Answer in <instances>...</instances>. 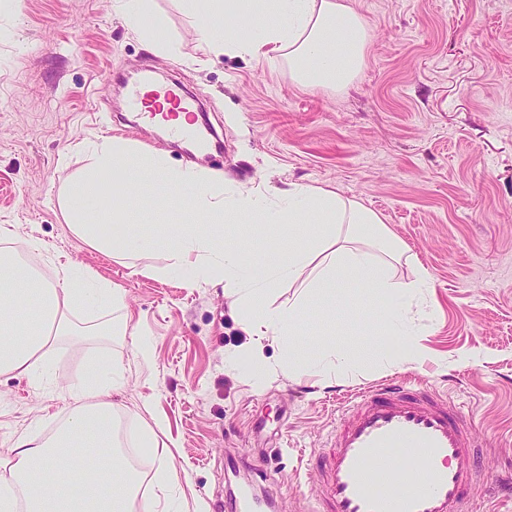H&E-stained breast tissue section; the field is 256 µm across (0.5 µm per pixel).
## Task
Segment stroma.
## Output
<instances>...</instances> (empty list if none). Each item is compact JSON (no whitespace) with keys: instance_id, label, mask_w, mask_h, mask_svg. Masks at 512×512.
Here are the masks:
<instances>
[{"instance_id":"35a3bbf8","label":"stroma","mask_w":512,"mask_h":512,"mask_svg":"<svg viewBox=\"0 0 512 512\" xmlns=\"http://www.w3.org/2000/svg\"><path fill=\"white\" fill-rule=\"evenodd\" d=\"M155 4L169 53L134 33L115 0H0V225L13 228L11 248L41 241L45 268L60 256L124 289L129 326L152 348L144 364L129 356L131 341L93 336L60 343L43 382L0 377V459L21 434L55 433L94 351H122L126 371L110 399L143 482L153 452L138 437L157 418L181 512H225L242 483L225 461L263 452L275 512H306L318 493L307 461L328 447L339 408L370 385L411 380L447 393L487 444L475 512H512V0H352L369 46L340 91L295 83L280 57L199 65L179 0ZM145 62L205 104L224 149L207 169L225 187L304 184L382 218L404 248L396 279L418 266L431 281L427 359L326 387L305 373L254 388L225 363L247 336L223 286L133 273L162 264V252L132 264L71 230L59 195L84 164L78 144L112 137L150 153L163 139L133 112L120 122L112 110L114 75Z\"/></svg>"}]
</instances>
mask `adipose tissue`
<instances>
[{"mask_svg":"<svg viewBox=\"0 0 512 512\" xmlns=\"http://www.w3.org/2000/svg\"><path fill=\"white\" fill-rule=\"evenodd\" d=\"M192 18L207 53L251 59L287 58L295 81L306 87L349 86L365 63L368 29L351 0H180ZM127 24L160 52L170 51L165 22L155 15L154 0H121ZM87 160L74 187L62 197L72 231L91 245L136 259L163 249L164 263L154 275L176 276L189 285L223 284L234 299L249 337L246 356H231L245 365L255 387L282 376L309 370L318 382H338L377 365L399 366L421 359L420 329L410 325V301L429 281L413 269L404 282L394 278L401 249L374 211L329 191L294 185L275 197L257 189L227 191L224 183L194 165L172 167L165 156L143 153L129 142L105 138L78 148ZM158 188L143 198L139 180ZM175 210L183 222L174 236L141 235L130 220L140 207ZM228 223L247 225L253 236L278 245L272 262L246 264L239 240L224 235ZM54 286L31 291L33 272L13 254L0 249V376L38 378L51 360L58 340L81 343L92 336L123 338L126 320L99 324L73 321L90 306L118 310L123 289L100 282L84 269L64 265ZM362 283L384 309H369L362 335L373 343L356 353L337 350L320 339L309 343L305 319L321 297L336 304V285ZM295 287L293 299L277 302L282 286ZM34 309L39 327L22 336L12 331L21 314ZM402 340L394 351L388 338ZM281 357L269 362L266 347ZM125 371L122 354L109 355L94 367L76 392L75 403L60 431L49 440L18 437L0 462V512H171L174 479L168 469L170 450L161 441L160 424L145 425L140 444L154 450L153 490L141 494L116 431L121 409L109 399ZM82 449L79 466L60 460L62 448Z\"/></svg>","mask_w":512,"mask_h":512,"instance_id":"adipose-tissue-1","label":"adipose tissue"}]
</instances>
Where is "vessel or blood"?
Segmentation results:
<instances>
[{
    "instance_id": "obj_1",
    "label": "vessel or blood",
    "mask_w": 512,
    "mask_h": 512,
    "mask_svg": "<svg viewBox=\"0 0 512 512\" xmlns=\"http://www.w3.org/2000/svg\"><path fill=\"white\" fill-rule=\"evenodd\" d=\"M164 98L192 113L194 100L160 82L151 66L128 89L132 111ZM484 443L446 393L390 381L342 407L328 448L315 459L321 492L310 512H473ZM227 512H263L255 489L228 494Z\"/></svg>"
}]
</instances>
